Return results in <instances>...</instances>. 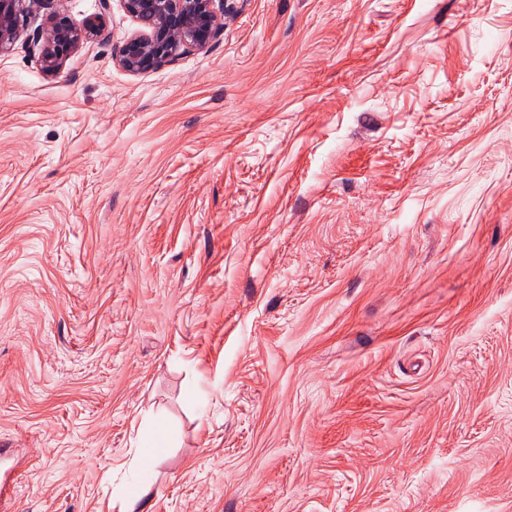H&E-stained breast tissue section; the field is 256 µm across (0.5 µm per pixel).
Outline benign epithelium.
Instances as JSON below:
<instances>
[{
  "label": "benign epithelium",
  "instance_id": "obj_1",
  "mask_svg": "<svg viewBox=\"0 0 512 512\" xmlns=\"http://www.w3.org/2000/svg\"><path fill=\"white\" fill-rule=\"evenodd\" d=\"M64 0H0V53L24 34L25 18L37 8ZM138 29L117 47L113 61L130 74L154 70L191 50H203L224 32V0H122ZM99 12L78 28L54 10L50 24L28 38L37 61L48 73L58 72L85 39L106 34L110 0H99Z\"/></svg>",
  "mask_w": 512,
  "mask_h": 512
}]
</instances>
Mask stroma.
I'll return each mask as SVG.
<instances>
[{
    "mask_svg": "<svg viewBox=\"0 0 512 512\" xmlns=\"http://www.w3.org/2000/svg\"><path fill=\"white\" fill-rule=\"evenodd\" d=\"M106 24L0 54V512H512V0ZM99 5V12L88 16L81 28L71 24L55 7L50 24L28 38L29 47L32 48L34 55L37 50V61L46 72H58L69 55L76 51L85 39L103 35L104 39L109 37L106 34L105 15L110 9V0H99ZM139 28L117 47L113 61L130 74L164 66L203 50L224 32L223 0H122ZM144 440L137 449L134 464L142 470L152 468L162 460L170 448L172 431L162 420L146 422Z\"/></svg>",
    "mask_w": 512,
    "mask_h": 512,
    "instance_id": "35a3bbf8",
    "label": "stroma"
}]
</instances>
